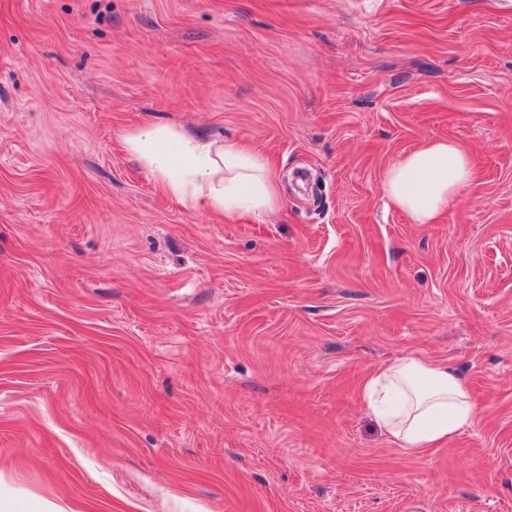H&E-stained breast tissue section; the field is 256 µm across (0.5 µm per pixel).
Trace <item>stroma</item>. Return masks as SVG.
I'll return each mask as SVG.
<instances>
[{
  "label": "stroma",
  "mask_w": 512,
  "mask_h": 512,
  "mask_svg": "<svg viewBox=\"0 0 512 512\" xmlns=\"http://www.w3.org/2000/svg\"><path fill=\"white\" fill-rule=\"evenodd\" d=\"M246 141L281 206L164 196L124 133ZM460 142L437 224L391 163ZM477 407L392 442L364 378ZM0 494L62 512H512V0H0ZM473 176L470 156L459 143L427 139L386 170L391 204L417 224H436L456 204ZM362 391L384 432L411 451L436 448L476 419V405L448 363L405 357L372 371Z\"/></svg>",
  "instance_id": "obj_1"
}]
</instances>
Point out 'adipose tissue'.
<instances>
[{
	"mask_svg": "<svg viewBox=\"0 0 512 512\" xmlns=\"http://www.w3.org/2000/svg\"><path fill=\"white\" fill-rule=\"evenodd\" d=\"M124 149L171 200L196 210L261 216L279 205L266 158L245 141H200L174 127L149 125L124 135ZM473 176L459 143L428 139L386 170L391 204L417 224H435L456 204ZM364 399L400 447H438L473 425L476 405L447 364L405 357L372 371Z\"/></svg>",
	"mask_w": 512,
	"mask_h": 512,
	"instance_id": "obj_1",
	"label": "adipose tissue"
}]
</instances>
